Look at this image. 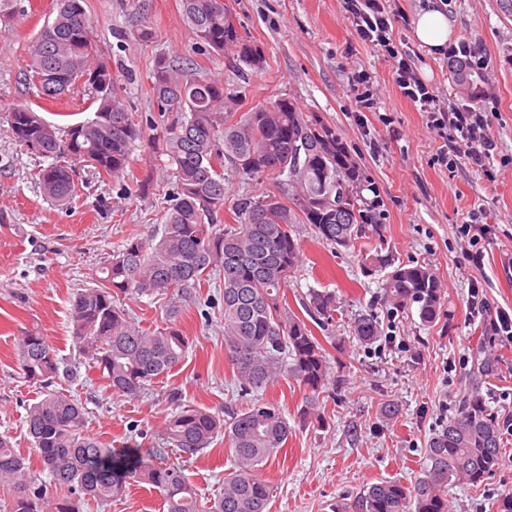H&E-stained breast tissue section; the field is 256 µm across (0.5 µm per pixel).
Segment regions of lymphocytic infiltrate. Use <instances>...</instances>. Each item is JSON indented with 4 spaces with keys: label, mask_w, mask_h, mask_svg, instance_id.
<instances>
[{
    "label": "lymphocytic infiltrate",
    "mask_w": 512,
    "mask_h": 512,
    "mask_svg": "<svg viewBox=\"0 0 512 512\" xmlns=\"http://www.w3.org/2000/svg\"><path fill=\"white\" fill-rule=\"evenodd\" d=\"M347 11L361 40L381 47L394 60V79L401 95L424 112L427 128L441 140L438 161L447 166L464 162L486 168L497 148L488 115L468 105L441 104L431 84L413 69L410 52L396 46L387 0H348Z\"/></svg>",
    "instance_id": "obj_1"
}]
</instances>
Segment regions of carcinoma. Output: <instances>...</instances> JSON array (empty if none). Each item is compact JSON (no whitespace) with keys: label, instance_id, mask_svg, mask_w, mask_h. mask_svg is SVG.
<instances>
[{"label":"carcinoma","instance_id":"1","mask_svg":"<svg viewBox=\"0 0 512 512\" xmlns=\"http://www.w3.org/2000/svg\"><path fill=\"white\" fill-rule=\"evenodd\" d=\"M183 16L204 51L234 48L237 58L262 71L265 58L224 17V0H182ZM26 81L36 97L58 101L80 92L94 117L57 128L29 104L7 115L12 137L52 159L40 172L46 199L63 205L75 192L72 162L88 161L101 177L122 176L142 139L120 79L100 54L84 0H58L57 14L28 48ZM158 106L181 118L148 140L168 157L175 182L161 232L130 238L100 269V285L77 293L71 305L73 338L79 352L112 391L135 397L169 373L186 356L189 342L175 322L152 330L139 327L121 305L132 294L182 295L219 279L223 286L224 352L242 392H257L287 375L314 396L327 381L328 351L309 325L288 306V277L300 266V225L334 247L348 248L363 238L383 240V225L370 215L357 191L360 172L333 128L318 115L277 99L241 115L231 111L239 96L224 82L207 78L189 61L177 66L158 57L150 70ZM267 177L279 192L241 194L229 206L233 223L224 224L229 185L238 177ZM295 186L293 196L288 188ZM347 190V210L336 216L308 199ZM276 205L264 207L271 199ZM366 277H381L385 299L396 307L415 305L422 322L436 320L441 289L433 270L419 262L395 260L380 246L361 254ZM313 320L332 318L336 294L313 289L301 302ZM353 334L364 345L380 337L372 314L354 320ZM19 364L24 378L43 385L44 397L28 412V431L43 469L69 496L48 499L26 472L22 458L0 436V484L12 491L7 512H75L71 496L105 504L132 483L159 492L167 512H266L272 487L260 479L263 463L285 447L288 420L279 408L257 400L225 419L201 409H182L165 422L163 435L193 456L223 433L233 450V469L223 492L208 509L180 466L120 456L88 435L86 409L52 389L59 376L55 349L38 332L22 337ZM501 427L479 387H471L448 423L426 448L424 476L408 486L381 481L365 488L355 512H448V485L476 487L503 463Z\"/></svg>","mask_w":512,"mask_h":512}]
</instances>
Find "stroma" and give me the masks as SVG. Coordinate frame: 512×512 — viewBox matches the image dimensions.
I'll return each instance as SVG.
<instances>
[{
	"instance_id": "obj_1",
	"label": "stroma",
	"mask_w": 512,
	"mask_h": 512,
	"mask_svg": "<svg viewBox=\"0 0 512 512\" xmlns=\"http://www.w3.org/2000/svg\"><path fill=\"white\" fill-rule=\"evenodd\" d=\"M424 0H390L398 47L412 49L413 68L443 102L472 103L489 114L498 142L494 175L468 165L435 164L440 144L425 118L394 82V62L381 48L364 43L347 18L345 0H226L237 26L262 49L265 70L256 74L234 51L221 55L196 49L183 19L181 0H86L98 47L108 58L136 114L165 128L150 97L148 73L155 57L194 60L207 76L223 80L241 98L239 112L278 98L295 101L329 124L360 170L358 189L385 227L387 246L403 262L430 265L442 293L436 321L422 323L416 308L396 310L377 280L363 276L359 248H333L300 227L304 262L291 275V308L310 289L335 292L337 311L325 325H313L319 340L335 337L328 354V385L317 406L324 426L300 422L297 412L308 393L289 378L258 394L236 389L224 355L217 283L203 285L192 299L130 294L122 305L143 328L163 325L167 305L189 340L185 360L136 397L113 393L73 343L70 309L77 292L97 286L99 267L131 237L160 223L174 177L166 156L136 142L124 176L102 179L87 163L77 166L76 193L63 206L44 197L39 172L49 161L16 142L7 130L10 107L35 101L24 80L28 47L57 11L56 0H20L9 25H0V435L8 436L48 498L64 495L32 449L26 418L41 398L24 378L17 349L26 331L41 333L60 359L56 389L87 410L85 430L107 447L178 462L201 503L222 491L233 457L224 437L200 453L180 458L162 442L163 423L174 407L227 415L254 399L277 406L292 434L260 473L273 488L266 512H341L367 486L381 481L414 483L426 466L430 439L447 423L472 379L500 419L512 416V345L491 331L487 319L470 316L469 289L479 283L490 309L512 313V0H435L453 26L452 41L479 48L488 65L472 83L456 81L448 60L416 41L413 24ZM149 28L150 41L134 38ZM373 81L376 111L357 121L348 89L358 71ZM38 102V101H35ZM50 123L62 127L92 118L87 98L74 94L40 101ZM148 181L141 194L135 187ZM484 209L495 234L484 245V266L467 261L471 245L460 232L472 208ZM374 313L383 333L366 346L351 333L355 317ZM398 410L394 419L385 406ZM504 464L481 486L448 487L449 512H498L512 493V429L503 434ZM78 512H164L159 493L129 486L105 505L76 500Z\"/></svg>"
}]
</instances>
